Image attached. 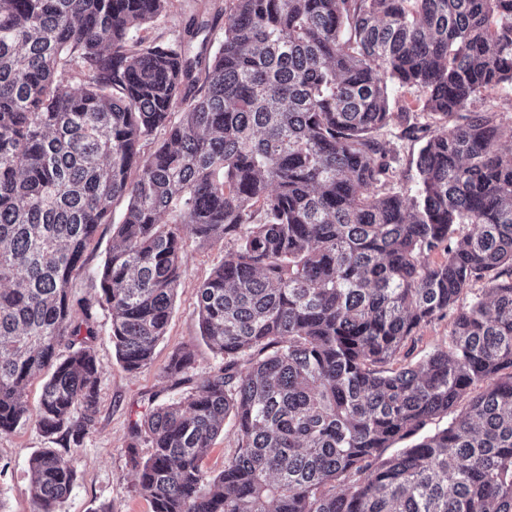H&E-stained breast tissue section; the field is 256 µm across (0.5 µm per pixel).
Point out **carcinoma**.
Segmentation results:
<instances>
[{"label":"carcinoma","instance_id":"carcinoma-1","mask_svg":"<svg viewBox=\"0 0 512 512\" xmlns=\"http://www.w3.org/2000/svg\"><path fill=\"white\" fill-rule=\"evenodd\" d=\"M168 3L0 0V437L94 425L95 332L69 284L124 200L99 304L129 371L153 366L185 238L237 237L198 287L224 363L132 428L151 512H512V125L471 108L512 86V0H228L150 42ZM208 27L217 49L191 54ZM392 124L422 142L413 194L391 187ZM448 313V343L397 365ZM229 417L238 450L212 475ZM29 472L34 512H59L75 471L44 448Z\"/></svg>","mask_w":512,"mask_h":512}]
</instances>
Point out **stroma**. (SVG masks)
<instances>
[{
  "label": "stroma",
  "mask_w": 512,
  "mask_h": 512,
  "mask_svg": "<svg viewBox=\"0 0 512 512\" xmlns=\"http://www.w3.org/2000/svg\"><path fill=\"white\" fill-rule=\"evenodd\" d=\"M224 0H169L167 15L149 25L148 40L167 39L182 32L198 15H211L223 8ZM114 243L111 225L98 229L88 248L83 267L70 287L79 300L92 302L91 324L96 331L94 350L100 366L99 410L96 422L80 443L44 436L34 421L0 437V512H33L28 460L43 448L55 449L76 472V481L61 512H151L149 502L135 490L136 472L127 454L130 425L145 412L149 399L164 404L179 399L180 390L159 378L157 369L178 349L190 351V374L201 379L218 367L222 358L200 334L197 289L222 260L233 239L217 246L185 240V260L166 333L155 348V365L140 372L123 368L109 338L110 319L97 307L99 278L106 253Z\"/></svg>",
  "instance_id": "stroma-1"
}]
</instances>
